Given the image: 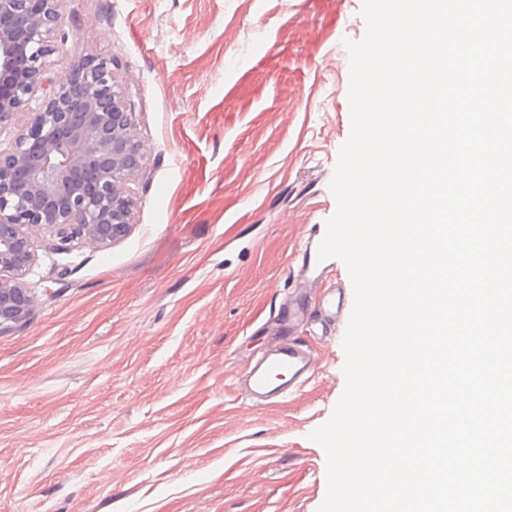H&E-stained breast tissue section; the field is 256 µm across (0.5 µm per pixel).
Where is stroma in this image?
<instances>
[{
  "instance_id": "1",
  "label": "stroma",
  "mask_w": 512,
  "mask_h": 512,
  "mask_svg": "<svg viewBox=\"0 0 512 512\" xmlns=\"http://www.w3.org/2000/svg\"><path fill=\"white\" fill-rule=\"evenodd\" d=\"M362 0H63L51 74L113 59L146 160L112 246L32 238L29 320L0 334V512H318L310 434L344 388L342 344L287 401L236 376L336 201Z\"/></svg>"
}]
</instances>
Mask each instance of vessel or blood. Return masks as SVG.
<instances>
[{
  "instance_id": "1",
  "label": "vessel or blood",
  "mask_w": 512,
  "mask_h": 512,
  "mask_svg": "<svg viewBox=\"0 0 512 512\" xmlns=\"http://www.w3.org/2000/svg\"><path fill=\"white\" fill-rule=\"evenodd\" d=\"M326 232L325 225L312 224L299 254L295 287L280 303L274 320L278 331L265 351L252 361L242 376L243 393L256 406H274L299 391L315 376L319 361L294 331L317 322L333 328L350 310L348 292L328 287L336 261L318 260V246ZM321 288L319 303H311L314 288Z\"/></svg>"
}]
</instances>
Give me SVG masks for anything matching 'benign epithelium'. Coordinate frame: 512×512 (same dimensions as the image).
I'll list each match as a JSON object with an SVG mask.
<instances>
[{"mask_svg":"<svg viewBox=\"0 0 512 512\" xmlns=\"http://www.w3.org/2000/svg\"><path fill=\"white\" fill-rule=\"evenodd\" d=\"M63 0H0V333L29 319V228L59 245L107 248L133 224L129 184L144 168L134 103L115 62L75 57L47 87Z\"/></svg>","mask_w":512,"mask_h":512,"instance_id":"7a95c632","label":"benign epithelium"}]
</instances>
